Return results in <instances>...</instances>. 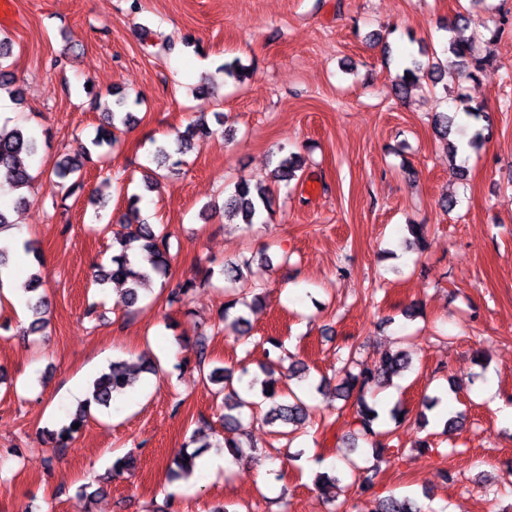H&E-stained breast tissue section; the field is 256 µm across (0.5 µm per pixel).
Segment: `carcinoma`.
Wrapping results in <instances>:
<instances>
[{
	"mask_svg": "<svg viewBox=\"0 0 512 512\" xmlns=\"http://www.w3.org/2000/svg\"><path fill=\"white\" fill-rule=\"evenodd\" d=\"M447 29L448 37L441 44L440 55L435 57V61L424 63L415 57L408 61V65L403 69V75L396 83L398 93H405L410 85L425 77L441 81L447 76L453 78L464 74L470 79H475L484 66L494 62L492 51H484L482 46L493 43L497 38V32L492 31L486 36L470 30L469 14L464 7H459L449 20ZM11 54V40L6 36L0 37V90L6 89L12 96L18 97L19 91L12 89L14 80L11 73L3 70V60L9 58ZM220 70L224 76L238 82L247 76L246 66L237 58L224 63ZM125 108L124 97L118 96L112 101V109L107 112L108 126L97 128L92 140L93 146L112 145V128L115 127V122L125 125L131 119V113L125 111ZM211 134V129L204 122L189 123L173 141L155 147L153 160L157 168L181 165L182 156L204 145ZM37 152L38 140L21 126L16 125L11 129L0 128V192L7 188L9 192L17 194V205L25 202L23 191L30 187L33 180L29 164ZM81 167L80 159L67 157L56 165L53 174L64 180L80 171ZM302 167L303 161L300 156L294 153L283 155L273 169L274 182L290 184L298 178V172ZM270 206L268 188L252 186L245 180L235 183L233 191L224 198V214L247 225L263 220L264 213L270 210ZM112 247V268L108 269L102 265L95 268L93 282L100 286L109 282L125 286L128 306H134L141 294L148 290L154 281L163 282L168 279L170 244L169 235L164 230L140 221L135 224L128 223L125 225V232L113 239ZM249 267L250 261L247 259L229 262L221 269V274L235 282L242 278V270ZM238 306L249 308L251 304L244 297L232 298L224 306L222 320L225 330L243 336L250 331L249 320L241 313L230 316V310ZM27 307L33 317L28 331L36 333L43 330L46 325L47 300L42 296L33 295L28 298ZM275 365L277 362L271 359L268 364L261 367V373L265 376L262 380V402L268 405L264 422L269 426L281 428L280 434L285 435L286 427L306 417L309 406L302 398V394L292 389L287 395H282L278 390L277 381L273 378ZM408 365L409 360L404 351L392 349L380 352L378 359L371 364L358 362L352 351L342 360V365L337 370L340 378L336 385V398L345 402L353 401V429L341 438L349 448L354 450L363 443L373 448L378 460L390 461L399 458V452H390L386 448V433L375 428L378 413L366 402V395L376 387L388 385L393 377L408 368ZM249 374L250 371L245 367L240 368L237 375L229 368H214L205 376L208 382L221 385V388L215 391V396L222 397L224 404V438L223 442L216 445L205 442L201 447L216 446L227 448L234 455L243 454L244 443L237 435V427L244 410L253 408L257 402L243 398L234 381L240 382ZM134 380V373L124 362L112 363L108 371L101 373L90 383L94 403L104 408L111 407L121 396L133 389ZM87 408V404L78 406L71 414L70 424L58 430L46 431L48 442L55 448L66 446L76 433L73 424L85 421ZM334 470L335 474L329 475L324 472L317 475L315 480L316 486L330 500L334 499L331 489L335 488L349 472L355 474V482L361 488L368 489L372 486V469L357 467L347 456L341 459V464L334 467ZM374 512L425 510L413 499L389 495L378 500Z\"/></svg>",
	"mask_w": 512,
	"mask_h": 512,
	"instance_id": "obj_1",
	"label": "carcinoma"
}]
</instances>
